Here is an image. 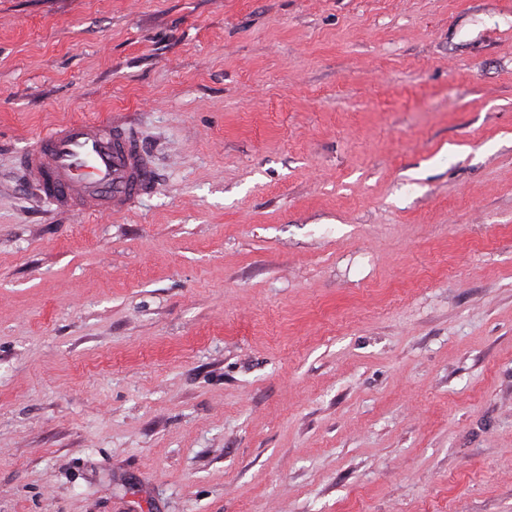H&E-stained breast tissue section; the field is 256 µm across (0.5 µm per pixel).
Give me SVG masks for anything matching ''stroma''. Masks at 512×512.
<instances>
[{
  "mask_svg": "<svg viewBox=\"0 0 512 512\" xmlns=\"http://www.w3.org/2000/svg\"><path fill=\"white\" fill-rule=\"evenodd\" d=\"M0 512H512V0H0ZM19 164L48 206L65 214L118 215L156 184L136 134L110 119L49 127Z\"/></svg>",
  "mask_w": 512,
  "mask_h": 512,
  "instance_id": "35a3bbf8",
  "label": "stroma"
}]
</instances>
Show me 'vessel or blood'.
<instances>
[{"mask_svg": "<svg viewBox=\"0 0 512 512\" xmlns=\"http://www.w3.org/2000/svg\"><path fill=\"white\" fill-rule=\"evenodd\" d=\"M19 164L48 206L65 214H121L156 183L136 134L110 119L49 127Z\"/></svg>", "mask_w": 512, "mask_h": 512, "instance_id": "b4317fda", "label": "vessel or blood"}]
</instances>
